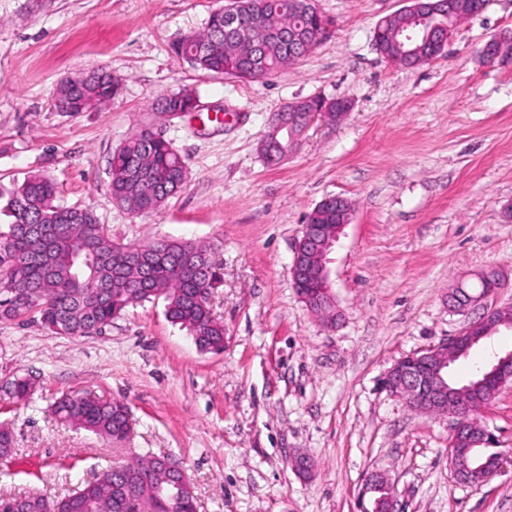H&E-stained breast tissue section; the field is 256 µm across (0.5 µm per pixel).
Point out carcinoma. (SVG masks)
I'll use <instances>...</instances> for the list:
<instances>
[{"mask_svg":"<svg viewBox=\"0 0 512 512\" xmlns=\"http://www.w3.org/2000/svg\"><path fill=\"white\" fill-rule=\"evenodd\" d=\"M448 15L432 20L431 35L408 11L386 16L376 39L391 57L412 52L414 66L437 58L439 38L455 23L472 14L471 0H446ZM240 6L246 21H260L267 33L247 50L224 27V9L212 11L204 27L181 35L171 45L173 54L191 66L241 80L273 74L311 52L318 44L319 18L310 14L304 0H230L227 8ZM414 34L407 40L404 35ZM121 89V80L104 69H92L61 81L52 103L59 112L88 101L99 108ZM197 94L180 89L153 98L151 112L167 121L187 111ZM180 154L163 136L145 127L134 131L113 152L110 163V193L114 203L131 214L143 216L160 209L186 183ZM0 215L8 218L0 231V318H17L35 311L51 332L61 328L67 336L85 335L103 328L130 305L157 297L166 302L167 318L186 328L202 350L224 347V324L209 304L197 301L199 294L214 288L216 272L211 248L195 242L158 240L147 245L112 242L104 225L88 208L56 204V187L41 173L21 184H0ZM308 224L336 223V203L315 206L306 216ZM68 226L72 244L45 242L34 226ZM82 249L98 258L94 276L75 281L73 251ZM491 364L476 371L465 384L484 381L482 397L492 396L494 385L486 380ZM456 388L463 385L453 379ZM54 413L64 422L91 431L109 441H121L132 431L128 406L117 400L63 394L53 403ZM496 453L487 448L469 450L464 444L448 459L464 469L476 458L483 472L495 469ZM154 458H134L108 470L104 477L74 487L62 499L43 494L13 498L18 512H196L194 491L172 504L142 481Z\"/></svg>","mask_w":512,"mask_h":512,"instance_id":"obj_1","label":"carcinoma"}]
</instances>
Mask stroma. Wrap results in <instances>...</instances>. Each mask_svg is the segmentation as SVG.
Wrapping results in <instances>:
<instances>
[{
    "label": "stroma",
    "mask_w": 512,
    "mask_h": 512,
    "mask_svg": "<svg viewBox=\"0 0 512 512\" xmlns=\"http://www.w3.org/2000/svg\"><path fill=\"white\" fill-rule=\"evenodd\" d=\"M227 0H0V182L52 178L57 202L88 208L113 242L206 243L221 282L210 292L224 348L204 352L163 299L129 307L101 332L59 336L33 317L0 318V497L66 495L108 467L165 456L185 471L197 512H357L364 476L385 474L403 512H512V384L482 408L505 466L457 481L449 421L382 391L402 357L445 342L479 309L448 294L493 269L512 304V65L484 58L512 34V0H490L456 28L445 55L406 69L376 51L380 19L405 0H317L335 31L314 51L247 82L179 60L172 42ZM103 67L122 80L101 109L60 112L59 80ZM189 88L200 112L162 124L184 188L135 216L109 192L113 151L153 123L150 98ZM319 95L350 100L314 122L281 165L259 143L270 115ZM353 204L328 255L340 314L331 325L298 297L291 266L307 214ZM34 379L27 400L15 378ZM67 393L124 401L134 429L113 443L52 414ZM308 458L310 478L288 460Z\"/></svg>",
    "instance_id": "35a3bbf8"
}]
</instances>
